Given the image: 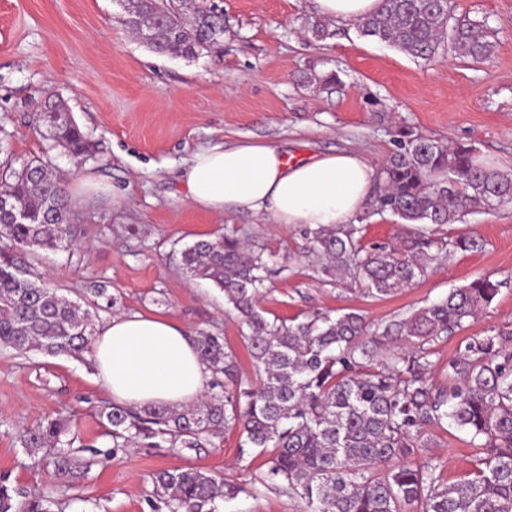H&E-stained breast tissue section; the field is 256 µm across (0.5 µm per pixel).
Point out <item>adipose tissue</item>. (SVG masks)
Instances as JSON below:
<instances>
[{
  "instance_id": "obj_1",
  "label": "adipose tissue",
  "mask_w": 512,
  "mask_h": 512,
  "mask_svg": "<svg viewBox=\"0 0 512 512\" xmlns=\"http://www.w3.org/2000/svg\"><path fill=\"white\" fill-rule=\"evenodd\" d=\"M376 175L355 150L295 160L275 145L238 142L198 149L181 182L197 209L316 227L356 223ZM92 354L106 394L126 407L187 406L211 379L185 329L162 316H112L95 335Z\"/></svg>"
}]
</instances>
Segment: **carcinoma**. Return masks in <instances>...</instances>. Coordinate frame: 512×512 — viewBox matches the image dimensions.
Listing matches in <instances>:
<instances>
[{
  "instance_id": "1",
  "label": "carcinoma",
  "mask_w": 512,
  "mask_h": 512,
  "mask_svg": "<svg viewBox=\"0 0 512 512\" xmlns=\"http://www.w3.org/2000/svg\"><path fill=\"white\" fill-rule=\"evenodd\" d=\"M122 23L159 55L194 57L224 37V19L211 9L177 8L166 0H125ZM360 34L426 63L446 46L474 62L495 48L484 19L455 17L448 0H381L378 11L356 21ZM46 135L74 157L91 151L67 105L47 101L39 113ZM394 149L380 170L376 211L407 226L453 224L482 209L512 202V176L480 160L471 144L450 147L397 129ZM0 343L18 352L82 358L92 351L89 310L58 293L35 264L47 250H71L79 228L73 205L51 157H35L0 174ZM354 224L303 227L308 251L323 258V275L355 270L369 293L391 296L423 278L430 263L452 247L477 251L474 235L454 239L409 231L390 250H369ZM183 272L224 292V302L246 326L255 376L240 374L224 337L195 339L215 375L206 399L182 409L112 406V451L205 448L239 429V458L269 452L266 481L282 485L304 512H512V340L510 331L471 336L448 363V386L430 376L429 344L488 308L501 283L480 277L438 303L372 329L357 312L268 320L259 307L269 260L232 235L201 239L179 250ZM449 423L467 432L472 470L456 483L440 463L417 460L431 427ZM59 418L26 432L25 447L44 451L54 476L71 483L82 474L68 451L72 440ZM153 492L168 512H222L246 492L243 485L195 467L151 475ZM43 490L22 493L0 480V512H56Z\"/></svg>"
}]
</instances>
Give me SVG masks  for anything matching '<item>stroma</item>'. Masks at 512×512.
Returning a JSON list of instances; mask_svg holds the SVG:
<instances>
[{"instance_id": "1", "label": "stroma", "mask_w": 512, "mask_h": 512, "mask_svg": "<svg viewBox=\"0 0 512 512\" xmlns=\"http://www.w3.org/2000/svg\"><path fill=\"white\" fill-rule=\"evenodd\" d=\"M193 2L223 12L224 40L187 58L155 54L129 35L118 0H0V164L17 169L50 155L81 228L78 248L41 252L39 270L59 293L90 303L95 325L125 312L164 316L190 335L223 336L248 374L240 321L223 292L183 273V244L233 231L252 250L274 254L260 302L270 319L354 310L378 325L474 279L500 280L490 307L433 342L432 376L446 384L463 340L512 330V203L454 224L422 225L445 239L479 235L484 248L450 252L410 288L379 297L350 273L314 276L320 259L306 252L299 227L194 209L183 199L181 175L200 147L240 140L299 158L354 149L378 167L402 125L450 145H474L512 174V0H448L452 14L486 19L496 46L483 63L450 49L428 64L361 36L350 22L332 23L333 37L312 40L305 25L317 15L313 0ZM332 71L339 84L324 85ZM57 98L93 142L91 155L70 157L40 130L39 105ZM93 281L116 304L89 302L85 288ZM110 403L92 357L21 355L0 345V477L25 491L49 490L65 512H167L151 506V474L198 467L246 486L224 512H302L298 498L261 485L266 459L240 458L236 428L213 448H130L108 464L93 461V451L112 448L101 415ZM59 414L69 419L76 457L90 464L72 486L53 481L24 446L28 428ZM426 439L418 458L440 460L447 481L471 470L466 433L433 428Z\"/></svg>"}]
</instances>
